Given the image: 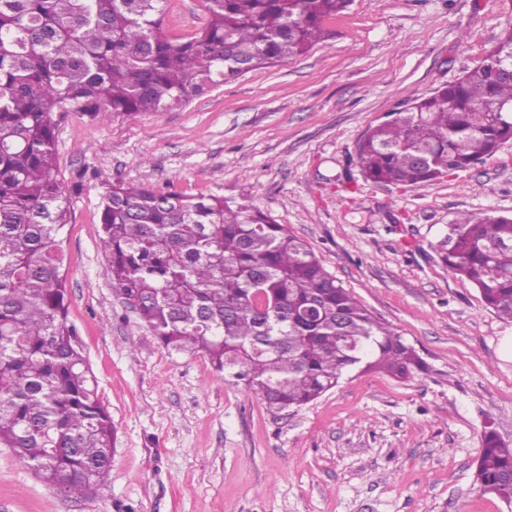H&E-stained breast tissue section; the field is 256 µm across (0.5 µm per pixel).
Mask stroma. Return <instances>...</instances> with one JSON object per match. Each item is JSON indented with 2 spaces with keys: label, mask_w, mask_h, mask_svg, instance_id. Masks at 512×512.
Here are the masks:
<instances>
[{
  "label": "stroma",
  "mask_w": 512,
  "mask_h": 512,
  "mask_svg": "<svg viewBox=\"0 0 512 512\" xmlns=\"http://www.w3.org/2000/svg\"><path fill=\"white\" fill-rule=\"evenodd\" d=\"M208 21L169 0L166 29ZM512 25V0H352L306 54L213 86L166 112L56 115L71 194L75 325L118 443L103 486L67 498L0 448V512H512L474 483L485 427L512 445V338L438 245L460 214H512V140L434 184L363 178L356 147L413 95L475 65ZM123 182L253 204L412 344L407 379L351 372L272 415L203 354L169 353L112 294L101 198Z\"/></svg>",
  "instance_id": "stroma-1"
}]
</instances>
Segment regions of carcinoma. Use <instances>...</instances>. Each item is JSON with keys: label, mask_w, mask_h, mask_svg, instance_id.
Returning <instances> with one entry per match:
<instances>
[{"label": "carcinoma", "mask_w": 512, "mask_h": 512, "mask_svg": "<svg viewBox=\"0 0 512 512\" xmlns=\"http://www.w3.org/2000/svg\"><path fill=\"white\" fill-rule=\"evenodd\" d=\"M168 0H0V448L68 497L102 486L117 431L69 321L68 192L55 112H165L244 70L302 55L351 0H205L207 24L164 30ZM512 28L473 67L357 145L365 178L432 184L512 139ZM101 241L120 298L169 352L204 353L274 414L352 371L407 378L413 345L381 322L310 246L253 204L115 183ZM441 259L512 322V216L448 225ZM475 482L512 503V447L488 429Z\"/></svg>", "instance_id": "1"}]
</instances>
